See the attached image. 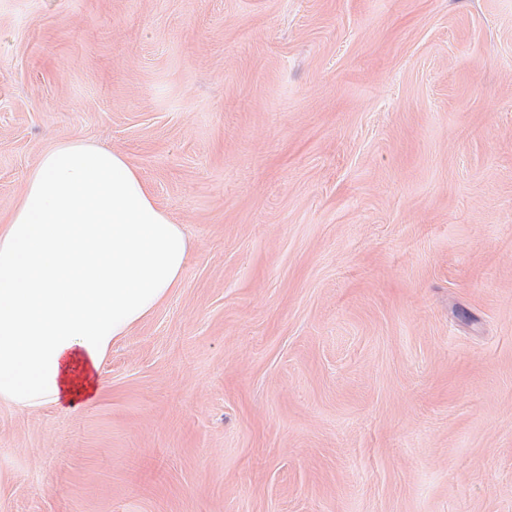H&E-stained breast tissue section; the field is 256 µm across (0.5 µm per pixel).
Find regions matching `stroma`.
<instances>
[{
    "instance_id": "stroma-1",
    "label": "stroma",
    "mask_w": 512,
    "mask_h": 512,
    "mask_svg": "<svg viewBox=\"0 0 512 512\" xmlns=\"http://www.w3.org/2000/svg\"><path fill=\"white\" fill-rule=\"evenodd\" d=\"M74 139L192 252L0 512H512V0H0V218Z\"/></svg>"
}]
</instances>
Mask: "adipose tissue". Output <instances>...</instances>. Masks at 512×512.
I'll use <instances>...</instances> for the list:
<instances>
[{"instance_id":"ef3b65f1","label":"adipose tissue","mask_w":512,"mask_h":512,"mask_svg":"<svg viewBox=\"0 0 512 512\" xmlns=\"http://www.w3.org/2000/svg\"><path fill=\"white\" fill-rule=\"evenodd\" d=\"M190 254L123 154L44 152L0 225V403H90L113 343L179 287Z\"/></svg>"}]
</instances>
